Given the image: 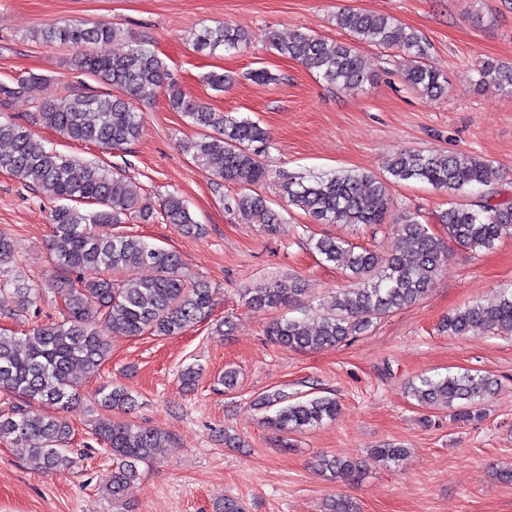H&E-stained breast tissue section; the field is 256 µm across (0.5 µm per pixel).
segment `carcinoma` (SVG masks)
<instances>
[{"label": "carcinoma", "instance_id": "carcinoma-1", "mask_svg": "<svg viewBox=\"0 0 512 512\" xmlns=\"http://www.w3.org/2000/svg\"><path fill=\"white\" fill-rule=\"evenodd\" d=\"M335 23L360 43L395 48L422 59L403 74L404 81L431 98L444 93L448 79L423 62L426 44L416 32L374 12L343 10L336 14ZM36 38L47 45L59 43L74 49L68 70L62 74L63 83L81 74L107 86L105 91L75 90L58 101L42 102L36 121L72 141L108 152L127 151L140 135L138 105L164 90L172 110L200 128L221 132L219 137L202 133L184 149L217 179L238 186L240 193L229 203L231 210L269 232L283 218L253 187L274 177L280 180L289 204L321 224L346 225L385 223L389 187L394 183L417 180L455 193L474 189L488 179L489 164L479 157L420 150H406L389 160L384 178L349 170L319 176L279 173L261 160L268 148V132L256 121L217 113L188 96L150 42L126 39L120 28L91 19L65 20L37 32ZM122 38L126 50L112 52L110 45ZM247 45L246 33L227 21L204 27L193 37V46L210 54ZM274 47L337 89L357 87L369 79L362 56L348 43L301 32L287 42H274ZM477 73L480 87L512 94V64L486 60ZM42 81L38 74L23 72L9 83L1 82L0 108L22 97L35 98ZM0 143L8 145L0 152V170L45 191L55 202L50 212L51 266L41 280L31 283L21 274H11L14 243L10 234L0 230V290L10 291L24 310L46 293L64 301L60 317L34 323L25 334L24 345L0 334V393L19 400L10 413L0 415V438L11 440L34 470L61 473L74 464L68 455L71 425L61 416L38 414L32 406H55L65 412L79 407L82 377L97 373L108 359L110 335L174 336L213 311L209 286L187 279L176 253L120 233L115 226L133 214L143 223L160 216L185 234H198L201 227L179 195L162 198L157 214L134 182L61 155L10 116L0 115ZM81 204H94L97 209L82 210ZM440 222L449 240L471 250H488L512 236V204L490 205L481 199L456 203L442 213ZM396 232L400 249L383 255L357 251L338 237L316 239L315 251L324 261L348 271L349 284L322 299L316 325L303 318H276L265 331L267 339L295 351L336 347L368 332L374 320L424 298L448 260V245L414 213L404 215ZM139 266L151 267L156 274L138 280L121 277L126 269ZM306 292L301 279L288 277L244 289L243 300L248 308L278 309L300 301ZM441 330L458 337L487 332L512 336V283L500 288L496 302H476L448 315ZM77 368L82 375L76 374ZM497 386L493 377L465 370L421 376L408 384L407 392L417 405L450 409L454 419L464 423L482 417L484 404ZM95 400L107 411L126 412L136 405L129 391L113 384L100 386ZM254 406L265 412L267 427L286 433L333 421L339 410L334 397L292 402L281 392L262 395ZM94 433L118 460L110 483L114 499L138 478V465L153 459L166 441L154 428L110 419L99 421ZM371 455L395 463L406 457L407 449L387 445L371 449ZM311 468L352 482L364 475L361 460L336 455L316 457Z\"/></svg>", "mask_w": 512, "mask_h": 512}]
</instances>
